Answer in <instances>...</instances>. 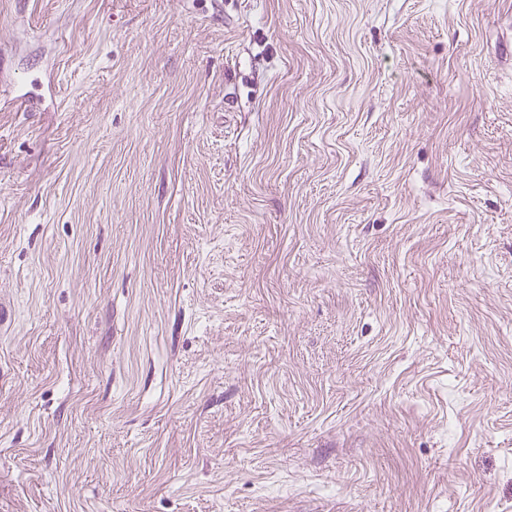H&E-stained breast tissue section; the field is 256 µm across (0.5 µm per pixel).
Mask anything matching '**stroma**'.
Returning a JSON list of instances; mask_svg holds the SVG:
<instances>
[{"label":"stroma","instance_id":"stroma-1","mask_svg":"<svg viewBox=\"0 0 512 512\" xmlns=\"http://www.w3.org/2000/svg\"><path fill=\"white\" fill-rule=\"evenodd\" d=\"M0 512H512V0H0Z\"/></svg>","mask_w":512,"mask_h":512}]
</instances>
